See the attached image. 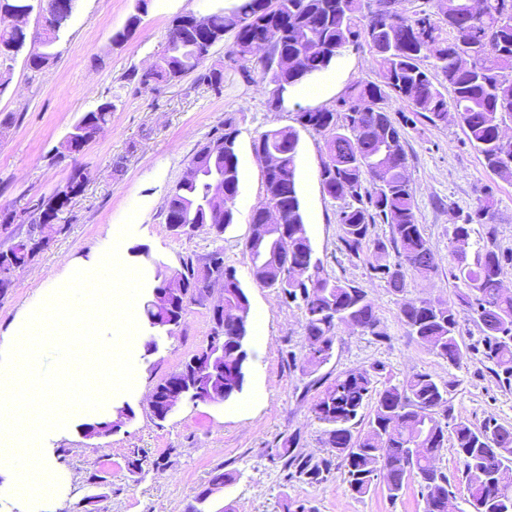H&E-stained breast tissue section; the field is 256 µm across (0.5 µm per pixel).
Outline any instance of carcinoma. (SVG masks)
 Segmentation results:
<instances>
[{
    "mask_svg": "<svg viewBox=\"0 0 512 512\" xmlns=\"http://www.w3.org/2000/svg\"><path fill=\"white\" fill-rule=\"evenodd\" d=\"M149 0H136L135 13L126 28L113 36L125 40L136 27ZM437 18L411 12L405 0H240L229 11L209 14V26L198 29L186 22L169 33L167 46L154 66L128 74V80L147 88L172 82L198 70L206 55L224 35L233 33L230 54L255 61L251 81L263 86L267 105L304 79L326 70L349 45L366 43L378 67V81L352 84L343 98L345 110L314 108L297 113L300 126L322 135L326 156L319 177L326 192L343 201L336 211L340 226V251L365 257L368 275L387 284L398 302L399 319L409 334L439 358L460 365L463 323H474L481 337L476 352L492 373L512 383V293L501 290L505 270L512 267V251L495 244L494 198L483 189L463 223L453 225L452 236L470 237L472 225L483 230L486 244L473 260L450 253L449 274L462 282L459 305L440 300L403 296L408 273L430 277L439 271L436 254L415 214V200L408 177L406 142L386 105L400 101L415 115L434 126L448 123L454 112L470 145L492 172L512 165V0H438ZM470 42L473 63L457 67L454 47ZM25 40L0 18V91L10 80L12 63ZM56 42L43 40L28 55L32 69H40L56 56ZM433 59L432 68L424 61ZM449 87L451 93L442 91ZM114 104H99L84 113L57 148L66 157L73 143L84 140L110 120ZM239 135L231 119L215 131L191 161H218L224 167V208L215 213L199 207L188 211L184 202L207 196L209 184L200 179L177 182L167 202L166 223L207 224L215 237L234 221V204L240 172L236 142ZM298 134L292 128L268 130L253 142L279 159L276 168L263 174V200L253 211L256 223L263 209L277 206L284 222L267 230L261 242L245 244L254 280L278 290L282 300L302 310L307 347H318L315 361L302 360L300 368L314 373L333 357L340 326L362 335L382 337L380 319L365 289L328 272L314 258L301 212L296 186ZM88 173L73 168L66 190L58 197L41 199L30 211L0 210V223H29V235L11 248L7 262L19 268L31 259L32 245L42 240V226L58 219L64 200L82 191ZM386 224L389 236H372L371 227ZM206 264L224 276V304L240 310L242 333H247L250 302L236 268L224 263V251L208 254ZM186 304H178L165 321L180 323L188 305L203 294L206 284L187 279ZM247 361L202 378L210 390L222 391L235 380H245ZM384 367L373 365L344 372L333 379L316 380L322 390L312 405L314 418L327 426L329 447L344 467L348 492L362 497L383 481L395 500L410 483L417 484L422 500L448 494L450 480L437 465L442 451L453 447L462 465L467 509L459 512H512V426L488 420L476 427L457 420L448 427L438 419L450 413L449 383L428 372H415L398 384L382 382ZM365 424V429L356 426ZM299 438L290 435L279 452L289 476L308 484L320 483L330 473L332 461L313 460L296 452Z\"/></svg>",
    "mask_w": 512,
    "mask_h": 512,
    "instance_id": "obj_1",
    "label": "carcinoma"
}]
</instances>
